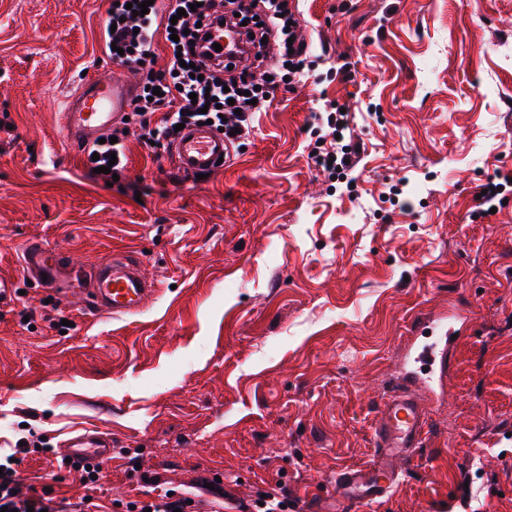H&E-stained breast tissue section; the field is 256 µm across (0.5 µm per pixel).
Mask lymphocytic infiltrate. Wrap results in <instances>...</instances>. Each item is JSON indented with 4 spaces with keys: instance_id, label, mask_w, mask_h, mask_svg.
<instances>
[{
    "instance_id": "obj_1",
    "label": "lymphocytic infiltrate",
    "mask_w": 512,
    "mask_h": 512,
    "mask_svg": "<svg viewBox=\"0 0 512 512\" xmlns=\"http://www.w3.org/2000/svg\"><path fill=\"white\" fill-rule=\"evenodd\" d=\"M128 0L112 6L108 24L112 32L105 40L116 43L114 63L141 71L150 87L160 89V96L136 95L133 110L141 119L145 139L156 145L176 139L177 124L212 122L225 131L248 134L252 115L269 106L272 94L284 87L286 80L301 74L310 46L296 25L295 0H230L231 6L217 10L213 0H165L162 28H175L180 37L168 41V64L153 67L158 43L152 28L154 13H133ZM238 27L245 49L239 63L227 65L224 52L215 51L208 38V28L216 23ZM275 55L276 67L270 79L256 77L267 55ZM215 105H207V98ZM157 122H150V115ZM19 449L0 448V512H102L100 504L80 498L70 501L51 496L50 492L29 494L20 490ZM223 493L214 498L203 494L187 495L168 489L146 500L127 502V512H223Z\"/></svg>"
}]
</instances>
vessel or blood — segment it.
Instances as JSON below:
<instances>
[{"mask_svg":"<svg viewBox=\"0 0 512 512\" xmlns=\"http://www.w3.org/2000/svg\"><path fill=\"white\" fill-rule=\"evenodd\" d=\"M130 85L99 75L89 76L80 91L67 98L61 110V128L74 145H91L97 136L112 127L130 109ZM174 162L179 173L209 174L217 170L219 158L229 150L222 134L207 125L184 129L174 144ZM21 263L29 277L53 293L70 290L71 264L56 249L40 240L27 242ZM82 294L95 308L115 316L141 312L145 299L155 293L138 267L123 259H111L82 277ZM450 333L431 344L433 373L448 368ZM428 413L410 384L400 383L382 395L373 428L375 455L364 467L347 468L333 476L330 498L334 512H364L378 504L395 487L401 475L415 465L421 448ZM67 455L75 460L103 463L112 456V440L100 434H81L67 443Z\"/></svg>","mask_w":512,"mask_h":512,"instance_id":"vessel-or-blood-1","label":"vessel or blood"}]
</instances>
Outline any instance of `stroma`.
I'll list each match as a JSON object with an SVG mask.
<instances>
[{"label": "stroma", "mask_w": 512, "mask_h": 512, "mask_svg": "<svg viewBox=\"0 0 512 512\" xmlns=\"http://www.w3.org/2000/svg\"><path fill=\"white\" fill-rule=\"evenodd\" d=\"M111 3L0 0V448L107 435L106 506L148 476L304 501L370 459L378 399L449 319L420 463L371 512H512V187L481 197L512 173V0H299L306 76L227 166L179 174L133 121L112 183L60 128L84 73L141 82L106 49ZM336 102L362 147L340 174L310 157ZM31 239L79 272L132 257L159 291L122 317L50 297ZM21 476L85 492L34 447Z\"/></svg>", "instance_id": "1"}]
</instances>
